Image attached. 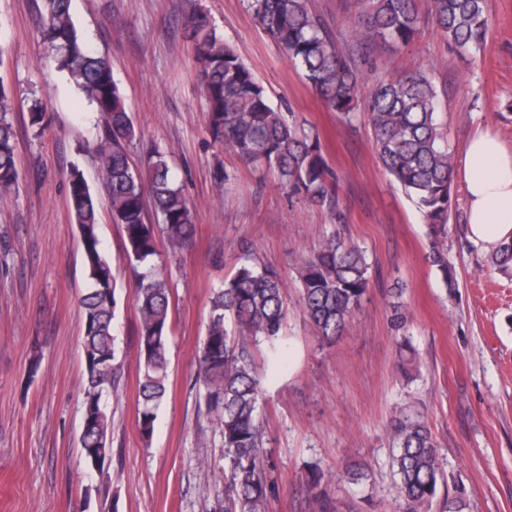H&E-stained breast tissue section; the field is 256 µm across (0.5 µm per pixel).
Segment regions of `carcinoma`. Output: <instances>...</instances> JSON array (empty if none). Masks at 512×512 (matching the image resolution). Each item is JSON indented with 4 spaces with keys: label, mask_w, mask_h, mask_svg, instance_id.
<instances>
[{
    "label": "carcinoma",
    "mask_w": 512,
    "mask_h": 512,
    "mask_svg": "<svg viewBox=\"0 0 512 512\" xmlns=\"http://www.w3.org/2000/svg\"><path fill=\"white\" fill-rule=\"evenodd\" d=\"M363 14L342 34L328 24L311 0H248L262 29L275 41L324 103L345 122L364 119L373 149L385 172L415 198L422 212L433 262L445 286L456 287L448 267V217L451 207L453 154L441 98L431 75L404 67L379 79L359 100L367 65L376 49L408 47L421 27L432 25L460 52L485 47L490 27L487 0H360ZM41 40L45 54L64 72L104 119L93 153L101 189L112 220L124 230L125 257L135 278L138 305L139 412L141 434L150 437L167 391L166 350L171 338L168 281L147 266L157 252V236L172 247L195 235L194 217L174 183L167 152L155 145L142 149L140 164L129 151L136 132L124 96L106 57L78 30L71 0H42ZM200 77L213 141L229 145L239 160L266 167L280 183L307 202L333 212L337 184L312 129L274 108L264 88L240 56L225 42L208 14L194 10L186 20ZM13 91L0 75V195L18 188L17 134ZM46 104L32 99L29 127L34 137L45 131ZM70 213L77 225L90 286L80 300L84 334V404L95 409L93 425L80 438L87 468L104 466L109 448V419L103 393L115 386L119 366L114 336L116 279L99 234V212L84 174H68ZM151 200L161 223L146 218ZM490 262L512 276V239L492 252ZM300 303L322 344L339 339L370 288L367 251L337 227L319 248L299 258L295 267ZM286 281L271 269L243 264L224 281L210 301V315L198 356V377L208 412L224 438V512H268L273 481L260 451L258 414L260 380L253 348L281 335L287 317ZM395 448L401 512H427L445 480L440 444L424 414L396 406L387 426ZM458 489L446 495L442 512H463Z\"/></svg>",
    "instance_id": "obj_1"
}]
</instances>
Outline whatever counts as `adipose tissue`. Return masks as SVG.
Returning a JSON list of instances; mask_svg holds the SVG:
<instances>
[{"label":"adipose tissue","mask_w":512,"mask_h":512,"mask_svg":"<svg viewBox=\"0 0 512 512\" xmlns=\"http://www.w3.org/2000/svg\"><path fill=\"white\" fill-rule=\"evenodd\" d=\"M467 196V236L484 250L512 237V150L487 130L469 135L460 163Z\"/></svg>","instance_id":"obj_1"}]
</instances>
